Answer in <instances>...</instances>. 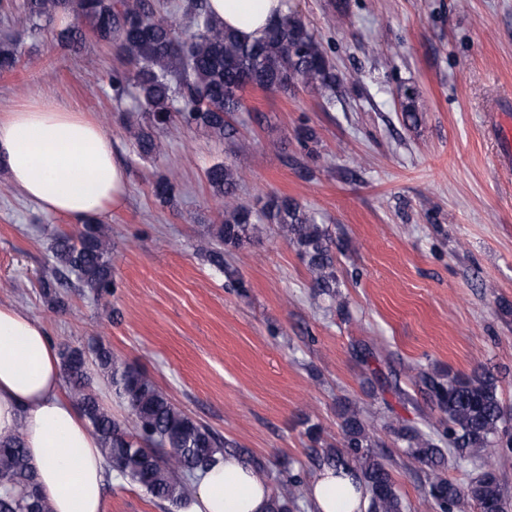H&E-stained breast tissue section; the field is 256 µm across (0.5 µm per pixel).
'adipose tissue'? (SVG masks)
<instances>
[{
	"label": "adipose tissue",
	"instance_id": "adipose-tissue-1",
	"mask_svg": "<svg viewBox=\"0 0 512 512\" xmlns=\"http://www.w3.org/2000/svg\"><path fill=\"white\" fill-rule=\"evenodd\" d=\"M213 21L251 40L285 12L284 0H208ZM0 171L52 213L83 219L123 204L126 171L101 125L83 113L32 104L0 114ZM22 433L53 512H102L114 474L86 419L62 389L61 361L43 325L0 304V437ZM265 475L235 455L202 475L184 512H267ZM313 512H364L348 478L324 470Z\"/></svg>",
	"mask_w": 512,
	"mask_h": 512
}]
</instances>
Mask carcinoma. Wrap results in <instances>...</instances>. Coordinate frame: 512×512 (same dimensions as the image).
<instances>
[{"label": "carcinoma", "instance_id": "cac0c4a2", "mask_svg": "<svg viewBox=\"0 0 512 512\" xmlns=\"http://www.w3.org/2000/svg\"><path fill=\"white\" fill-rule=\"evenodd\" d=\"M0 8L18 10L31 21L58 15L74 16V23L53 33L60 43L75 44L88 33L99 44L115 49L124 66L108 74L112 101L129 99L145 123L126 125L134 152L141 158H161L168 143L161 135L173 124L202 130L218 139H235L245 152L250 142L237 137L232 117L244 110L242 92L251 85L288 92L311 86L332 89L336 73L321 41L292 8L266 33L245 41L213 23L205 0H184L169 8L164 0H0ZM19 61L18 44L0 41V73L11 72ZM406 121L418 120L415 92L400 100ZM221 223L207 228L198 251L231 281L236 270L224 255L243 250L256 241L259 224H277L304 262L311 287L319 295L336 294V240L316 213L297 199L273 196L259 211L237 196V171L221 162L206 172ZM154 197L164 207L176 202L177 185L167 176L153 184ZM112 238L109 229L90 217L86 224L58 235L52 247V266L40 280L50 308L67 307L60 288H82L96 297L111 293ZM75 280H70V276ZM60 358L67 394L76 403L100 442L107 463L129 484L181 510L191 501L198 473L215 465L224 454L246 450L221 440L175 405L143 370L124 364L102 345L89 349L61 346ZM95 366L113 392L127 405L131 422L112 417L95 393L89 366ZM416 385L440 413L439 426L425 432L415 426L393 427L405 442L411 463L427 468V496L435 512H509L503 484L495 472L483 471L466 485L443 473L447 456L485 458L496 453L504 437L506 408L499 396L498 379L488 371L444 377L419 373ZM342 443L327 450L322 465L350 472L364 487L367 512H405L385 457L377 447L370 420L345 406L340 412ZM176 455L178 468L168 463ZM295 475L281 481L268 512H291L302 496ZM51 512L28 462L21 434L0 440V512Z\"/></svg>", "mask_w": 512, "mask_h": 512}]
</instances>
